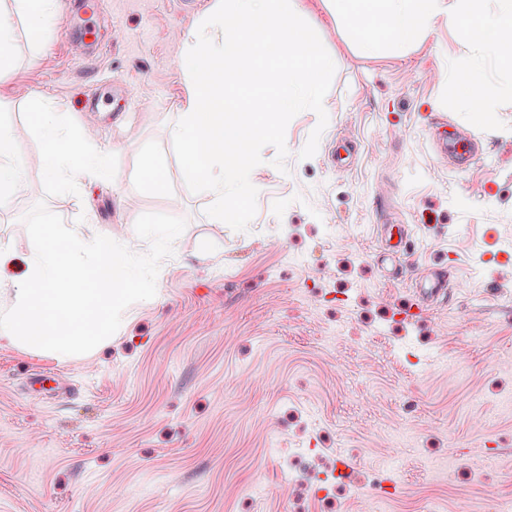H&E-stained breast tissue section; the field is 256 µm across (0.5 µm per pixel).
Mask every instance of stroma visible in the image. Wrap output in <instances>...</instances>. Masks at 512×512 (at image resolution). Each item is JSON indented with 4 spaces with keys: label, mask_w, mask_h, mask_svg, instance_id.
Masks as SVG:
<instances>
[{
    "label": "stroma",
    "mask_w": 512,
    "mask_h": 512,
    "mask_svg": "<svg viewBox=\"0 0 512 512\" xmlns=\"http://www.w3.org/2000/svg\"><path fill=\"white\" fill-rule=\"evenodd\" d=\"M211 2L106 0L89 21L58 0L35 38L0 0L14 58L0 122L21 170L0 201V241L16 257L0 287L27 270L23 217L37 203L85 241L135 237L145 213L186 221L155 296L105 343L60 361L0 340V512H493L512 499V104L468 172L438 166L427 118L443 109L448 60L469 53L447 16L406 49L366 53L332 0H291L336 66L328 124L303 159L318 116L296 115L285 170L274 147L261 151L247 230L213 223L168 138L182 35ZM88 21L101 49L83 56L70 41ZM115 86L105 120L82 112ZM37 105L67 136L92 129L109 182L46 176ZM347 135L359 153L337 171L327 153ZM149 155L165 163V191L140 180ZM390 211L411 226L410 267H451L462 285L413 321L399 316L409 281L383 275L376 226ZM386 477L398 495H375Z\"/></svg>",
    "instance_id": "obj_1"
}]
</instances>
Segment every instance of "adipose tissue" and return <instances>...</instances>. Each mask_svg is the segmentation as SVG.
<instances>
[{
    "label": "adipose tissue",
    "mask_w": 512,
    "mask_h": 512,
    "mask_svg": "<svg viewBox=\"0 0 512 512\" xmlns=\"http://www.w3.org/2000/svg\"><path fill=\"white\" fill-rule=\"evenodd\" d=\"M32 122L45 140L42 163L49 177L69 180L87 171L105 173L104 154L90 149L87 137L65 136L57 113L35 108Z\"/></svg>",
    "instance_id": "1"
}]
</instances>
